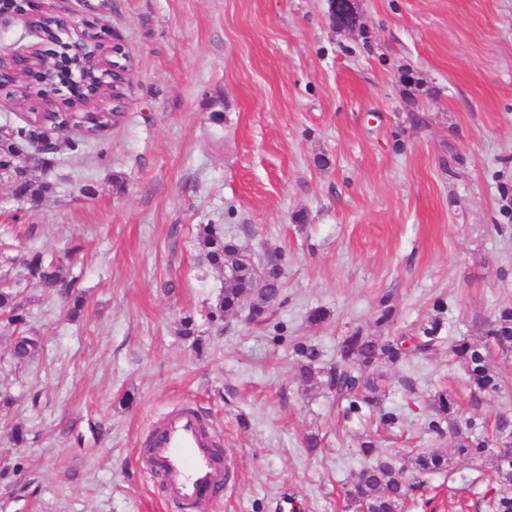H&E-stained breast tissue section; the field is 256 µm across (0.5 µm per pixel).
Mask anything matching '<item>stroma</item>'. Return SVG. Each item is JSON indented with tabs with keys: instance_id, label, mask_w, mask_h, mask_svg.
<instances>
[{
	"instance_id": "35a3bbf8",
	"label": "stroma",
	"mask_w": 512,
	"mask_h": 512,
	"mask_svg": "<svg viewBox=\"0 0 512 512\" xmlns=\"http://www.w3.org/2000/svg\"><path fill=\"white\" fill-rule=\"evenodd\" d=\"M358 8L361 36L333 29L328 0H107L105 41L133 59L123 121L78 153L53 133L52 166L31 172L47 187L37 202L0 186V253L68 254L86 297L72 319L21 282L43 339L29 364L0 333V512H177L141 460L152 422L186 403L221 433L231 472L205 512H342L370 427L299 386L295 348L324 366L352 328L410 333L439 300L448 344L388 369L384 406L401 421L380 453L437 444L444 389L463 418L512 412V357L495 356L501 387L474 400L447 350L512 306V0ZM200 224L254 258L287 253L267 325L206 319L224 276L197 262ZM384 300L394 320L380 325ZM187 314L195 346L176 333ZM493 477L455 460L406 512H488Z\"/></svg>"
}]
</instances>
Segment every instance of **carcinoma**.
<instances>
[{"mask_svg": "<svg viewBox=\"0 0 512 512\" xmlns=\"http://www.w3.org/2000/svg\"><path fill=\"white\" fill-rule=\"evenodd\" d=\"M35 25L54 42L57 60L47 68L42 66L37 54L23 68L6 62L0 67L1 86L10 87L34 73L59 93L61 86L68 83L69 76L77 73L88 93L101 99L114 97L112 84L82 70L83 56L103 51L94 26L88 24L81 31L82 53L77 54L70 49L71 40L59 28L57 17L48 14L35 20ZM22 107L30 111L25 122L12 127L11 134L0 140V168L9 170L13 194L20 200L35 201L41 196V189L35 187L29 172L33 167L46 170L53 163L50 154L38 151V142L47 129L65 127L78 131V138L67 141L69 149L77 151L86 139L124 119V113L112 110L90 116L68 97L62 98L61 106L41 117L34 115L36 109L28 106V102H22ZM195 240L200 250L199 263L226 273L224 289L216 304L210 307L207 319L220 323L227 317L244 313L248 322L258 326L266 324L281 301L288 264L286 253L281 249L270 251L278 256V260L267 266L269 287L259 290L254 286L252 267L246 262L247 254L234 238L224 235L223 228L217 224H199ZM10 263L22 268L31 283L55 294L69 307L71 316H76L83 308L84 297L78 280L70 275L63 258L31 250L10 259ZM26 324L24 300L18 290L10 287V272L6 270L0 274V328L11 332V354L18 365L33 361L42 348L41 337L26 329ZM443 327L444 321L438 316L411 335L373 336L355 328L338 341L336 362L326 368L316 365L314 349L298 345L296 351L304 360L298 365L296 379L305 388L320 381L347 419L377 412L381 424L394 427L400 422L399 414L383 408L387 392L386 370L408 362L413 356L425 357L435 352L445 340L441 336ZM493 347L506 356L512 353V307L502 308L479 339H463L450 347L466 369L473 395H492L500 389L499 373L491 362ZM432 409L429 431L439 442L450 440L454 455L480 465H491L495 473L494 484L485 492L489 496V507L492 512H512V455H502L489 444L485 427L472 420L460 422L461 407L452 394L437 393ZM356 452L367 460V464L344 488L346 507L352 512H404L406 501L424 488L428 477L446 472L453 465L452 457L440 448H424L401 460L382 456L377 453L376 439L371 435L361 438Z\"/></svg>", "mask_w": 512, "mask_h": 512, "instance_id": "1", "label": "carcinoma"}]
</instances>
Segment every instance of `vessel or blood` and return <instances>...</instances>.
<instances>
[{"mask_svg":"<svg viewBox=\"0 0 512 512\" xmlns=\"http://www.w3.org/2000/svg\"><path fill=\"white\" fill-rule=\"evenodd\" d=\"M147 443L145 468L161 479L169 500L185 512L209 501L211 492L223 486L227 468L213 455L218 436L192 406L157 420Z\"/></svg>","mask_w":512,"mask_h":512,"instance_id":"vessel-or-blood-1","label":"vessel or blood"}]
</instances>
